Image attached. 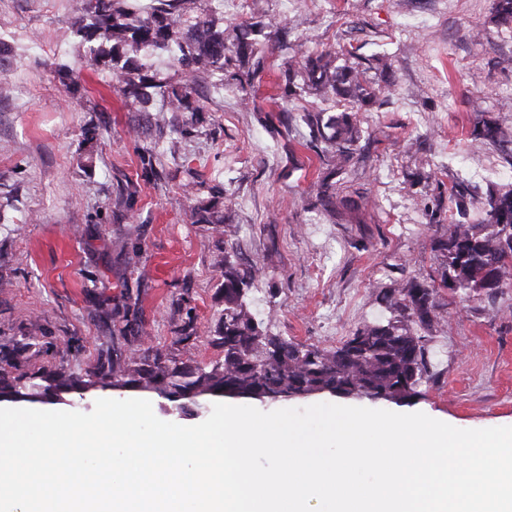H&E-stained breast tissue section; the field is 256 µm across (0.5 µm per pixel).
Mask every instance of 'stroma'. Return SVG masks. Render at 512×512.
I'll list each match as a JSON object with an SVG mask.
<instances>
[{
	"label": "stroma",
	"mask_w": 512,
	"mask_h": 512,
	"mask_svg": "<svg viewBox=\"0 0 512 512\" xmlns=\"http://www.w3.org/2000/svg\"><path fill=\"white\" fill-rule=\"evenodd\" d=\"M492 0H239L225 26L256 19L290 28L269 45L257 109L232 80L198 90L199 111L158 136L151 112L125 107L69 28L80 0H0V345L40 328L47 361L75 373L111 344L99 299L132 300L125 329L182 362L222 359L210 338L224 317V265L255 271L247 303L263 329L336 346L386 321L383 293L440 277L431 224L438 183L512 187L491 146L469 150L475 122L512 118V29L490 22ZM336 44L390 64L386 104L361 121L353 164L333 198L332 170L309 130L269 111L274 67ZM79 83L69 95L54 60ZM153 173H146L143 157ZM212 207L226 235L196 221ZM140 260L127 264L124 246ZM419 394L390 404L460 429L512 426V288L494 303L441 293ZM195 336L182 340L184 325Z\"/></svg>",
	"instance_id": "stroma-1"
}]
</instances>
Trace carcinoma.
Masks as SVG:
<instances>
[{
  "instance_id": "1",
  "label": "carcinoma",
  "mask_w": 512,
  "mask_h": 512,
  "mask_svg": "<svg viewBox=\"0 0 512 512\" xmlns=\"http://www.w3.org/2000/svg\"><path fill=\"white\" fill-rule=\"evenodd\" d=\"M496 24L512 25V0H493ZM72 28L87 45L90 57L110 70L120 84L125 104L147 109L151 95L160 97L165 113L156 119L159 134L173 126L166 113L198 112L195 94L208 78L224 79L231 60L251 63L239 80L244 103L254 94L246 86L265 68L254 36L266 24L255 21L240 33L198 12V0H150L131 9L127 0H81ZM143 52L167 57L180 75L177 83L157 78L140 61ZM353 62L338 63L334 50L310 51L301 61H288L278 71L270 97L279 112L300 113L309 128L310 144H324L336 171L354 159L360 112L383 106L385 100L369 85L368 68L354 50ZM308 91L330 104L336 115L323 120L325 109L302 103ZM333 130L327 134L326 130ZM472 147H495L512 167V122H478L469 135ZM448 234L439 241L440 287L452 295L495 301L501 288H512V188L490 190L485 196L463 181L448 186ZM254 276L224 265V321L211 343L222 348V360L206 367L177 363L161 348L129 347L101 356L85 374L49 368L32 361L47 354L37 331L0 350V402L19 405L71 404L103 391L146 392L166 401L176 412L203 407L224 398L259 402L305 399L328 393L372 402L407 401L427 375L426 332L439 318L438 288L409 281L383 294L391 317L366 324L336 347L304 345L262 330L244 301V287ZM131 305H101L95 317L103 325L127 320Z\"/></svg>"
}]
</instances>
